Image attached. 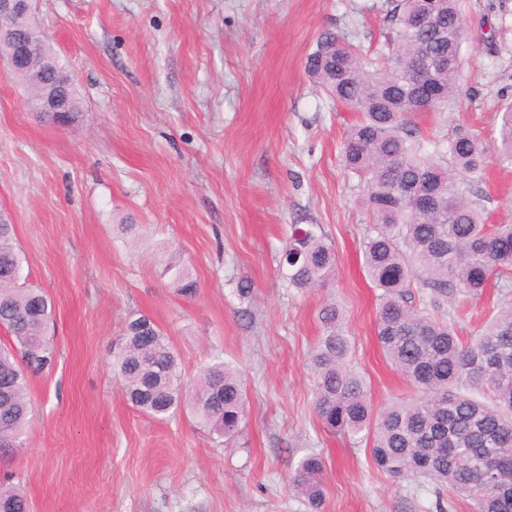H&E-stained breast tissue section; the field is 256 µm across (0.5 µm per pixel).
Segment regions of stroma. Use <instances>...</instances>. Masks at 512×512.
I'll list each match as a JSON object with an SVG mask.
<instances>
[{
  "label": "stroma",
  "mask_w": 512,
  "mask_h": 512,
  "mask_svg": "<svg viewBox=\"0 0 512 512\" xmlns=\"http://www.w3.org/2000/svg\"><path fill=\"white\" fill-rule=\"evenodd\" d=\"M386 6L37 0L84 116L69 131L36 120L0 68V217L15 226L29 284L54 306L55 364L31 383L23 450L0 458V483L20 485L31 512H436L433 484L388 477L367 442L322 426L308 368L317 311L333 301L374 411L416 393L376 337L379 291L362 255L373 226L341 156L355 114L305 69L323 33L381 41ZM463 24L464 111L415 119L434 135L479 131L493 154L499 106L512 99V0H465ZM483 194L489 223H512V167L491 168ZM294 224L334 248L327 288L303 292L284 278ZM175 253L198 283L194 299L162 273ZM509 302L512 280L469 300L459 335ZM137 313L170 337L184 385L217 359L241 376L246 415L230 445L189 409L156 420L123 395L112 344ZM310 454L324 462L315 511L290 486Z\"/></svg>",
  "instance_id": "obj_1"
}]
</instances>
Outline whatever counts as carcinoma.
<instances>
[{
  "mask_svg": "<svg viewBox=\"0 0 512 512\" xmlns=\"http://www.w3.org/2000/svg\"><path fill=\"white\" fill-rule=\"evenodd\" d=\"M388 29L374 52L323 34L306 69L328 97L357 113L342 143L347 172L363 187L374 233L362 244L364 265L380 290L377 339L390 366L417 389L409 401L374 413L363 379L350 365L342 313L324 303L323 328L310 358L314 409L330 431L365 434L370 456L391 478H426L472 512H512V302L464 340L456 314L431 313L439 299L484 294L512 276V224L486 223L480 203L488 151L479 134L457 129L425 134L416 112L463 111L460 82L465 29L459 0H388ZM336 52H331V45ZM496 165L512 167V102L503 105ZM283 262L288 286H325L336 255L309 228L295 224ZM22 255L14 225L0 218V324L14 348L0 345V455H13L30 424V378L54 365L46 337L53 312L41 289L21 283ZM184 297L197 283L177 259L166 266ZM429 292L416 300L413 288ZM112 370L138 411L164 419L189 406L201 427L219 438L237 433L245 417L241 377L222 361L203 367L186 389L169 337L145 314L128 319L112 350ZM323 461L304 457L291 479L295 493L317 508ZM0 512H30L24 493L0 489Z\"/></svg>",
  "mask_w": 512,
  "mask_h": 512,
  "instance_id": "1",
  "label": "carcinoma"
}]
</instances>
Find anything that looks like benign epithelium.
<instances>
[{
	"mask_svg": "<svg viewBox=\"0 0 512 512\" xmlns=\"http://www.w3.org/2000/svg\"><path fill=\"white\" fill-rule=\"evenodd\" d=\"M31 2L0 0V45L8 49L6 55L0 56V63L12 72H27L34 82L45 81L48 74L52 76L51 91L38 101L36 111L42 115H59L55 127L65 130L70 128L64 117L70 111V93L76 88V81L71 72L59 67L56 61L37 55L36 47L43 35L29 24Z\"/></svg>",
	"mask_w": 512,
	"mask_h": 512,
	"instance_id": "7a95c632",
	"label": "benign epithelium"
}]
</instances>
